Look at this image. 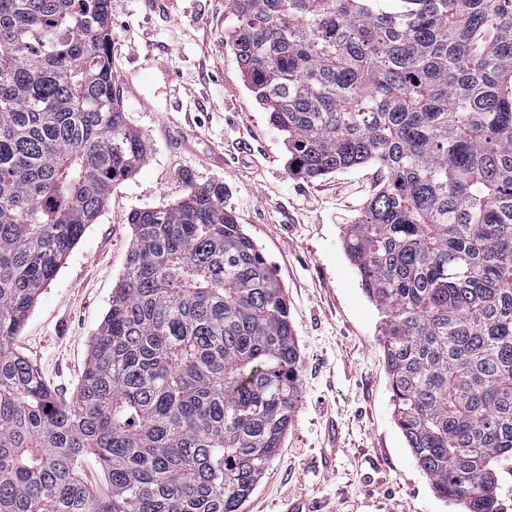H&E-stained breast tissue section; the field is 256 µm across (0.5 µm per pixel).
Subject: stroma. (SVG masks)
Listing matches in <instances>:
<instances>
[{"mask_svg":"<svg viewBox=\"0 0 512 512\" xmlns=\"http://www.w3.org/2000/svg\"><path fill=\"white\" fill-rule=\"evenodd\" d=\"M234 0H110L112 82L162 57L174 76L167 117L122 99L147 142L144 162L113 187L13 344L57 396L76 392L91 342L124 272L128 217L164 208L189 186L221 184L283 285L300 351L299 410L242 512H460L437 497L395 423L380 313L344 246L384 183L368 163L308 180L288 169L285 135L255 100L232 48ZM224 154L210 163L211 150Z\"/></svg>","mask_w":512,"mask_h":512,"instance_id":"stroma-1","label":"stroma"}]
</instances>
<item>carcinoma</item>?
<instances>
[{"label":"carcinoma","instance_id":"carcinoma-1","mask_svg":"<svg viewBox=\"0 0 512 512\" xmlns=\"http://www.w3.org/2000/svg\"><path fill=\"white\" fill-rule=\"evenodd\" d=\"M235 0L232 47L315 179L374 162L345 237L395 421L442 500L501 512L512 461V0ZM109 0H0V512H241L301 401L284 288L224 186L129 216L80 386L12 340L147 153ZM93 456L103 492L79 477Z\"/></svg>","mask_w":512,"mask_h":512}]
</instances>
